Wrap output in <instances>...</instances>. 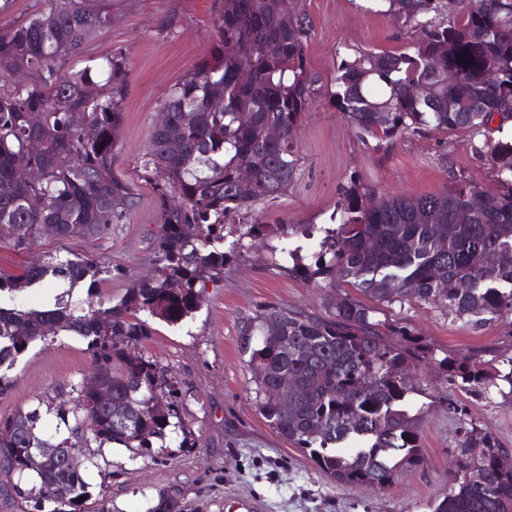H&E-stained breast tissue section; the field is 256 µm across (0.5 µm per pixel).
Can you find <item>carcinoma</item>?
Wrapping results in <instances>:
<instances>
[{"label":"carcinoma","mask_w":512,"mask_h":512,"mask_svg":"<svg viewBox=\"0 0 512 512\" xmlns=\"http://www.w3.org/2000/svg\"><path fill=\"white\" fill-rule=\"evenodd\" d=\"M393 16L404 48L369 49L340 59L328 100L364 143L390 144L430 130L471 135L473 155L491 161L497 190L451 172L442 190L383 196L351 177L322 228L248 224L227 228L261 202L288 191L297 170L294 131L319 91L306 47L313 22L283 0H212L210 56L177 83L160 111L141 163L160 224L155 274L114 300L99 285L112 269L92 259L58 256L17 274L0 272V389L30 346L71 336L86 344L93 373L112 400L98 406L77 381L0 419V512H112L91 498L97 454L74 471L59 462L24 468L18 448H103L132 457L153 448H193L178 381L143 350L151 320L175 325L200 307L207 284L224 279L225 262L243 239L267 245L304 280L340 282L347 290L326 313L269 307L247 321L241 338L256 405L277 435L299 448L338 484L387 490L401 470L424 468L421 414L409 411L411 376L432 364L463 390L494 388L512 400V356L487 373L474 353L439 356L381 308L434 304L475 327L512 317V140L496 141L490 123L512 120V0H372ZM112 16L88 0H61L25 22L0 27V240L31 247L46 228L63 239L104 235L137 205L132 185L114 168L130 69L120 52L67 69ZM270 125L280 128L267 138ZM42 149L29 151L28 143ZM40 172L36 182L18 177ZM494 259H486V252ZM48 277L68 283L48 309L15 302ZM86 289L87 306L72 301ZM286 377L292 397L275 390ZM97 426L89 430L85 421ZM448 493L430 512H512L511 457L486 429L463 423ZM55 482L44 503L36 489ZM84 497L79 502L77 498ZM147 512H182L180 493L158 492Z\"/></svg>","instance_id":"carcinoma-1"}]
</instances>
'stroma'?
Masks as SVG:
<instances>
[{
  "mask_svg": "<svg viewBox=\"0 0 512 512\" xmlns=\"http://www.w3.org/2000/svg\"><path fill=\"white\" fill-rule=\"evenodd\" d=\"M105 4L112 24L94 36L81 60L114 51L128 58L130 91L114 150L115 169L133 184L138 203L96 240L45 235L24 251L2 245L0 270L14 273L52 256L86 254L111 267L112 277L102 290L104 296L117 298L153 272L159 215L139 165L164 99L210 53L215 18L212 0ZM364 4L288 0L289 8L305 11L314 22L306 57L321 79L330 78L336 56L400 48L394 20L365 10ZM170 15L176 17V26L168 33L160 31L161 20ZM294 140L299 162L293 183L281 198L258 205L248 223L326 224L340 187L353 175L391 196L439 191L449 185L452 168L488 190L497 187L490 163L472 155L467 134L433 132L378 148L361 142L322 94ZM341 291L336 283L288 275L272 266L263 247L246 245L240 257L225 264L223 281L208 285L198 312L175 326L155 322L156 333L145 344L179 382L184 414L197 437L195 447L168 448L137 459L123 448L103 449L99 471L89 475L94 498L106 500L112 512H146L157 493L168 488L180 491L183 512H226V504L238 499L258 503L260 512H429L430 503L448 489L460 419L471 420L512 448V403L494 390L456 388L430 364L412 376L413 403L426 410L421 421L426 465L400 472L387 491L336 484L279 438L254 404V384L241 351L242 328L270 306L325 312ZM386 315L405 320L430 345L451 353H475L489 362L512 350V323L505 319L476 329L448 310L423 303L393 307ZM90 373L91 358L82 342L61 336L36 344L18 360L10 388L0 394V417Z\"/></svg>",
  "mask_w": 512,
  "mask_h": 512,
  "instance_id": "35a3bbf8",
  "label": "stroma"
}]
</instances>
